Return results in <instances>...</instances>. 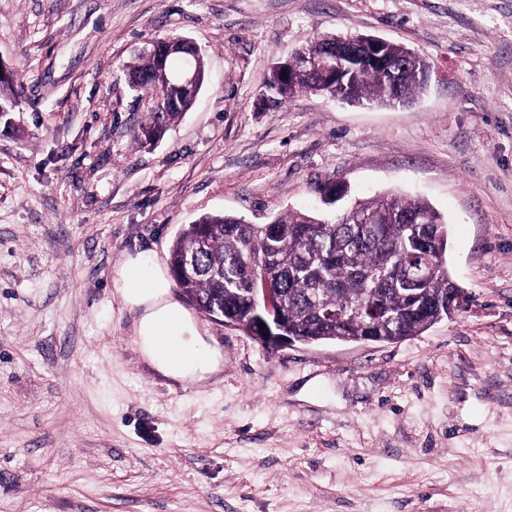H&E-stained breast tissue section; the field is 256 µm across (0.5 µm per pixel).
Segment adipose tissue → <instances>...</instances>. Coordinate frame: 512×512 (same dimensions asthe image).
Wrapping results in <instances>:
<instances>
[{"label": "adipose tissue", "instance_id": "obj_1", "mask_svg": "<svg viewBox=\"0 0 512 512\" xmlns=\"http://www.w3.org/2000/svg\"><path fill=\"white\" fill-rule=\"evenodd\" d=\"M116 288L124 305L139 313L135 337L150 368L180 382L201 380L218 371V349L194 334L189 315L170 298L160 269L149 268L141 256L128 257L118 269Z\"/></svg>", "mask_w": 512, "mask_h": 512}]
</instances>
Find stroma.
I'll use <instances>...</instances> for the list:
<instances>
[{
	"mask_svg": "<svg viewBox=\"0 0 512 512\" xmlns=\"http://www.w3.org/2000/svg\"><path fill=\"white\" fill-rule=\"evenodd\" d=\"M327 33L423 55L426 87L275 102V64ZM171 34L208 78L144 146L127 67ZM0 60L21 77L0 118V512H512V0H0ZM329 180L441 213L465 311L272 353L191 306L219 372L148 367L126 258L167 269L200 215L318 210Z\"/></svg>",
	"mask_w": 512,
	"mask_h": 512,
	"instance_id": "stroma-1",
	"label": "stroma"
}]
</instances>
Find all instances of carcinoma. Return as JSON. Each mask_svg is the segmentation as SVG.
Returning a JSON list of instances; mask_svg holds the SVG:
<instances>
[{"mask_svg": "<svg viewBox=\"0 0 512 512\" xmlns=\"http://www.w3.org/2000/svg\"><path fill=\"white\" fill-rule=\"evenodd\" d=\"M330 35L305 42L310 55L331 47ZM400 70L363 60L347 62L334 78L295 66L271 74L269 89L287 100L299 93L346 101L403 104L426 86L429 66L401 44H386ZM186 54L173 49L164 60L135 53L131 87L154 94L164 108L150 113L135 140L159 139L191 109L198 92L178 74ZM19 82L0 80V107ZM448 225L429 204L397 192L356 202L334 222L290 211L265 224L229 214H204L186 225L169 249V267L187 301L209 317L258 335L257 318L282 324L285 334L314 341H358L383 336L394 342L419 336L448 317V289L456 287L446 265Z\"/></svg>", "mask_w": 512, "mask_h": 512, "instance_id": "carcinoma-1", "label": "carcinoma"}]
</instances>
